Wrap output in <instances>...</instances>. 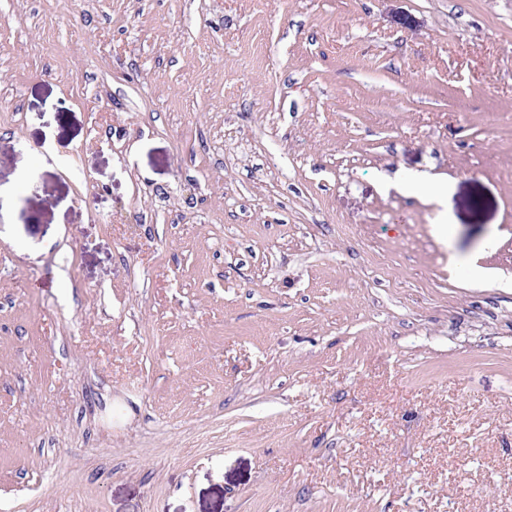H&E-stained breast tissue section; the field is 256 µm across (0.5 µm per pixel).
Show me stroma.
I'll list each match as a JSON object with an SVG mask.
<instances>
[{
  "mask_svg": "<svg viewBox=\"0 0 512 512\" xmlns=\"http://www.w3.org/2000/svg\"><path fill=\"white\" fill-rule=\"evenodd\" d=\"M0 512H512V0H0Z\"/></svg>",
  "mask_w": 512,
  "mask_h": 512,
  "instance_id": "stroma-1",
  "label": "stroma"
}]
</instances>
